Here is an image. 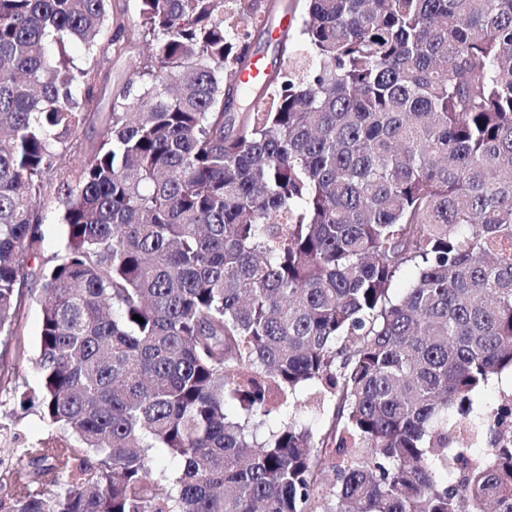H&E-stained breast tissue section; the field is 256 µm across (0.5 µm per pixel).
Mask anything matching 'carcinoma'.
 Returning a JSON list of instances; mask_svg holds the SVG:
<instances>
[{"label":"carcinoma","mask_w":512,"mask_h":512,"mask_svg":"<svg viewBox=\"0 0 512 512\" xmlns=\"http://www.w3.org/2000/svg\"><path fill=\"white\" fill-rule=\"evenodd\" d=\"M234 3L0 0L15 362L54 201L66 235L35 359L64 438L0 470V512H512V393L474 413L512 372V0H305L302 65L260 88ZM311 387L325 432L274 421ZM143 47L139 44L121 56H112L111 62L103 65L98 76V95L103 103L112 99L113 93L124 82L132 67L142 58ZM510 371H505L499 376L497 379L496 377L490 382V384L482 390L475 398V404L479 408H484L485 406H490L495 404L498 399H500V396L504 392L510 393L512 390V387L504 385L501 382V379L507 377L510 379Z\"/></svg>","instance_id":"1"}]
</instances>
